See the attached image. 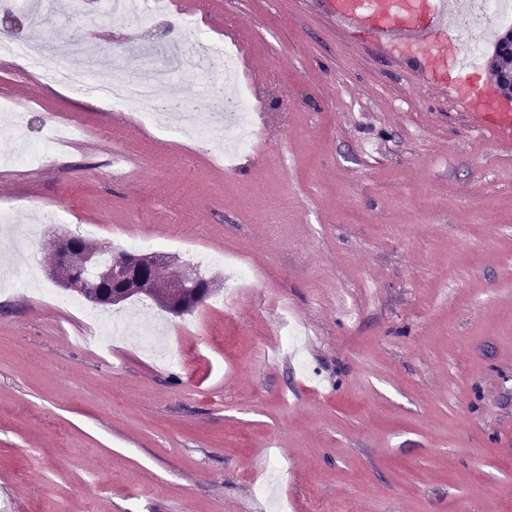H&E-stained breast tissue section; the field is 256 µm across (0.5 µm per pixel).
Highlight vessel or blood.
Instances as JSON below:
<instances>
[{
	"label": "vessel or blood",
	"mask_w": 512,
	"mask_h": 512,
	"mask_svg": "<svg viewBox=\"0 0 512 512\" xmlns=\"http://www.w3.org/2000/svg\"><path fill=\"white\" fill-rule=\"evenodd\" d=\"M323 13L352 36H369L384 52L405 47L424 80L452 97L484 133L512 144V113L501 111L471 68L460 43L448 40L447 0H318Z\"/></svg>",
	"instance_id": "vessel-or-blood-1"
}]
</instances>
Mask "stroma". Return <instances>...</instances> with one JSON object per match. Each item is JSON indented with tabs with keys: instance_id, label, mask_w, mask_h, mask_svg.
<instances>
[{
	"instance_id": "obj_1",
	"label": "stroma",
	"mask_w": 512,
	"mask_h": 512,
	"mask_svg": "<svg viewBox=\"0 0 512 512\" xmlns=\"http://www.w3.org/2000/svg\"><path fill=\"white\" fill-rule=\"evenodd\" d=\"M41 28L0 37L104 36L111 71L154 72L152 42L196 19L247 63L254 147L229 166L137 114L0 61V103L84 132L63 164L17 167L0 136V235L12 264L84 235L179 239L173 272L222 294L232 258L254 286L222 308L175 317L146 298L105 308L164 319L186 366L145 356L137 331L109 355L69 343L71 312L28 288L0 289V512H512V147L440 100L406 55L349 36L315 0H170L142 28L85 0H58ZM221 62L172 73L187 105L220 112ZM127 160L123 179L101 171ZM64 221L28 241L48 209ZM229 256L224 267L199 257ZM305 338L280 354L281 308ZM281 465L273 491L263 473Z\"/></svg>"
}]
</instances>
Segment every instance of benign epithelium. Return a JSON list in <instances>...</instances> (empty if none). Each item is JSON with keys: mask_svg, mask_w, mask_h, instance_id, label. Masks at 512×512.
I'll list each match as a JSON object with an SVG mask.
<instances>
[{"mask_svg": "<svg viewBox=\"0 0 512 512\" xmlns=\"http://www.w3.org/2000/svg\"><path fill=\"white\" fill-rule=\"evenodd\" d=\"M54 256L50 277L60 286L94 304H117L131 295L146 294L155 301L169 304L176 294L201 297L209 289L196 278L186 275L178 284V292L170 290L167 258L156 253L128 252L112 258L95 249H85L75 237L61 234L49 241ZM81 253L74 263L72 255Z\"/></svg>", "mask_w": 512, "mask_h": 512, "instance_id": "1", "label": "benign epithelium"}]
</instances>
